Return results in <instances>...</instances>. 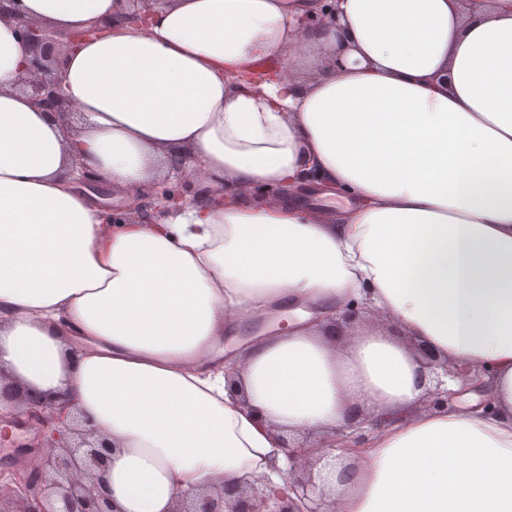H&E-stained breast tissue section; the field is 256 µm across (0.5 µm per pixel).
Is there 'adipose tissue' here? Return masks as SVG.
<instances>
[{
	"label": "adipose tissue",
	"instance_id": "ef3b65f1",
	"mask_svg": "<svg viewBox=\"0 0 512 512\" xmlns=\"http://www.w3.org/2000/svg\"><path fill=\"white\" fill-rule=\"evenodd\" d=\"M0 17V373L64 394L113 446L118 512L273 475L277 433L388 424L322 465L336 512H512V0H16ZM85 38L61 58L70 132L12 89L20 20ZM285 61L250 84L257 61ZM344 68L335 71L334 60ZM188 152L204 191L110 223L78 178L135 195ZM316 170L331 211L305 204ZM283 188L256 203L257 186ZM287 334L222 341L269 305ZM358 305L385 325L343 340ZM480 369L422 408L412 342ZM124 4L123 11L117 15L120 24L140 23L147 25L149 17L159 8L164 7L170 0H120ZM137 5L134 12L129 11V4Z\"/></svg>",
	"mask_w": 512,
	"mask_h": 512
}]
</instances>
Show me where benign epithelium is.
Segmentation results:
<instances>
[{
    "label": "benign epithelium",
    "mask_w": 512,
    "mask_h": 512,
    "mask_svg": "<svg viewBox=\"0 0 512 512\" xmlns=\"http://www.w3.org/2000/svg\"><path fill=\"white\" fill-rule=\"evenodd\" d=\"M123 11L114 22L148 24L149 17L169 0H121ZM336 22V7L323 5L321 12L302 22L305 30ZM23 33L31 45V57L18 76L14 88L43 105L54 118L68 122L75 107L62 91L59 56L63 47L81 38L79 34L62 38L28 22ZM362 308L349 307L332 319L333 333L342 336L354 330ZM424 373L431 376L433 387L426 389L421 405L429 410H446L457 392L448 382L467 384L478 378L468 367L440 360L422 346H417ZM0 418L23 420L34 432L36 466L30 472L14 474L8 492L0 493V512H117L106 493L103 473L107 467L111 444L98 437L86 421L70 416L68 406L51 394L30 395L4 382L0 374ZM384 426L381 420L360 414L351 416L349 427L355 431L352 443L338 445L336 437L327 438L323 456L336 451L364 449L370 435ZM287 468L284 485L275 486L267 477L241 485L206 483L192 494L178 498L172 512H336L334 503L317 492L313 478L312 448L279 440Z\"/></svg>",
    "instance_id": "1"
}]
</instances>
